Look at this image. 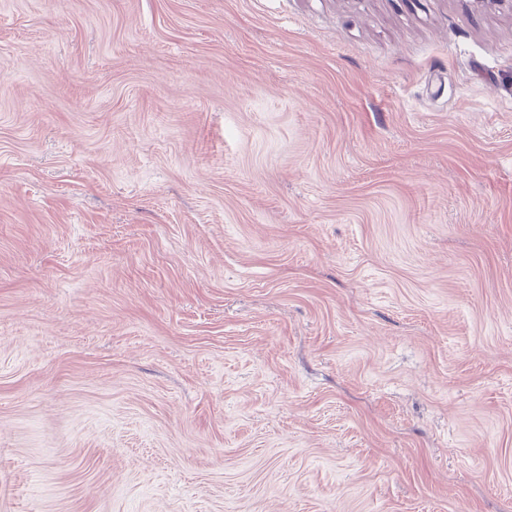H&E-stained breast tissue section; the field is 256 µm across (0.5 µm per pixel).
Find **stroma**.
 Returning <instances> with one entry per match:
<instances>
[{
	"instance_id": "35a3bbf8",
	"label": "stroma",
	"mask_w": 512,
	"mask_h": 512,
	"mask_svg": "<svg viewBox=\"0 0 512 512\" xmlns=\"http://www.w3.org/2000/svg\"><path fill=\"white\" fill-rule=\"evenodd\" d=\"M0 512H512V6L0 0Z\"/></svg>"
}]
</instances>
